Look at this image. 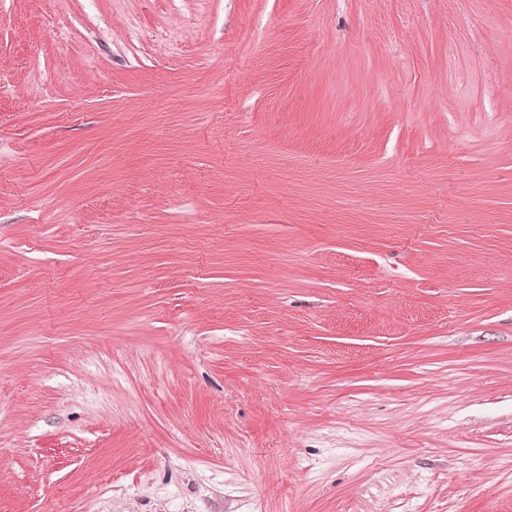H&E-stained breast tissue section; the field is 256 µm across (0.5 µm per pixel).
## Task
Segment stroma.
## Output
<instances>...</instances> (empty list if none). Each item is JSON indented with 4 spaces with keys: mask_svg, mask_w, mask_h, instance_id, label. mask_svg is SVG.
<instances>
[{
    "mask_svg": "<svg viewBox=\"0 0 512 512\" xmlns=\"http://www.w3.org/2000/svg\"><path fill=\"white\" fill-rule=\"evenodd\" d=\"M0 512H512V0H0Z\"/></svg>",
    "mask_w": 512,
    "mask_h": 512,
    "instance_id": "stroma-1",
    "label": "stroma"
}]
</instances>
